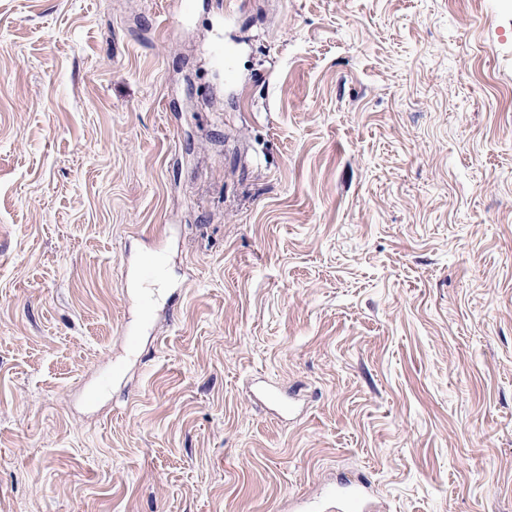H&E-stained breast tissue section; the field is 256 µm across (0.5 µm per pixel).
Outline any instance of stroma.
<instances>
[{
    "instance_id": "obj_1",
    "label": "stroma",
    "mask_w": 512,
    "mask_h": 512,
    "mask_svg": "<svg viewBox=\"0 0 512 512\" xmlns=\"http://www.w3.org/2000/svg\"><path fill=\"white\" fill-rule=\"evenodd\" d=\"M361 478L512 512V0H0V512ZM168 260V254L164 247H159L146 254L139 267L141 279L147 283L159 276L167 267Z\"/></svg>"
}]
</instances>
